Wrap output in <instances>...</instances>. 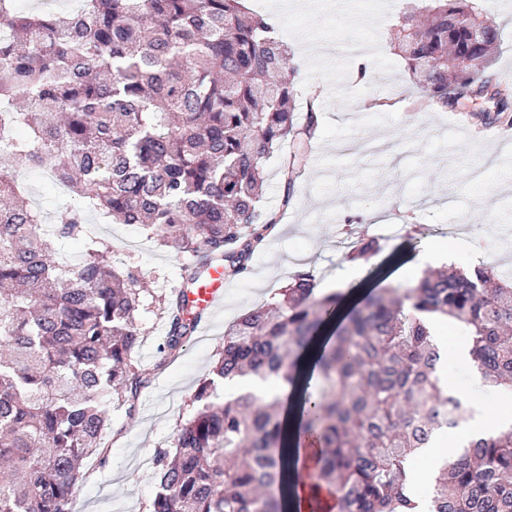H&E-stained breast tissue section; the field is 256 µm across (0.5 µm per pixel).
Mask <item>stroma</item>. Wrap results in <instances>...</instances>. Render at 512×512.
Returning <instances> with one entry per match:
<instances>
[{"mask_svg":"<svg viewBox=\"0 0 512 512\" xmlns=\"http://www.w3.org/2000/svg\"><path fill=\"white\" fill-rule=\"evenodd\" d=\"M429 0H247L269 17L291 44L297 67L298 113L310 97L321 107V126L293 192V204L255 252L245 272L228 279L224 307L211 327L193 333L180 355L162 361L165 320L156 303L140 314L142 342L136 353L146 383L134 413L112 410L106 463L85 460L73 512H149L155 494L153 457L170 447L180 423L193 412V396L224 345V332L244 311L266 300L297 271L296 255L313 271L319 292L354 287L353 265L337 246L344 232L378 239L375 259L395 287L397 273L416 266L432 230L470 218V248L459 264H494L512 272V126L495 114L489 98L451 107L415 88L395 47L399 16L408 3ZM500 29L501 40L488 74L490 90L512 87V0H474ZM371 48L361 68L360 46ZM382 107L367 110V103ZM25 196L43 223L77 207L67 191L52 186L40 169L13 160ZM99 239L112 248L114 264H135L145 274L146 294L179 287L187 255L160 246L140 225L113 224L93 208L84 212ZM494 230L490 244L481 231Z\"/></svg>","mask_w":512,"mask_h":512,"instance_id":"35a3bbf8","label":"stroma"}]
</instances>
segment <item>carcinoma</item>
Returning <instances> with one entry per match:
<instances>
[{"label":"carcinoma","instance_id":"obj_1","mask_svg":"<svg viewBox=\"0 0 512 512\" xmlns=\"http://www.w3.org/2000/svg\"><path fill=\"white\" fill-rule=\"evenodd\" d=\"M0 0V512H72L79 461H106L112 405L134 408L145 383L140 267L112 264L82 211L41 222L8 163H46L56 181L114 224H140L192 261L235 276L280 223L319 124L298 121L288 45L242 0H78L73 17L22 14ZM400 18V57L419 91L444 104L487 91L500 31L468 0H432ZM280 157L281 204L262 205L264 162ZM83 239L78 263L54 243ZM380 250L357 238L351 260ZM163 352L176 356L196 321L179 290L155 298ZM464 325L484 383L512 390V282L494 268L422 275L405 290L316 293L296 271L271 300L224 332V348L194 395L173 449L154 455L150 512H284L292 433L318 449L312 507L414 512L409 456L448 427L460 400L439 384L442 353L431 321ZM311 365L315 390L296 422L278 399L224 398L245 377L294 383ZM428 512H512V428L448 456Z\"/></svg>","mask_w":512,"mask_h":512}]
</instances>
